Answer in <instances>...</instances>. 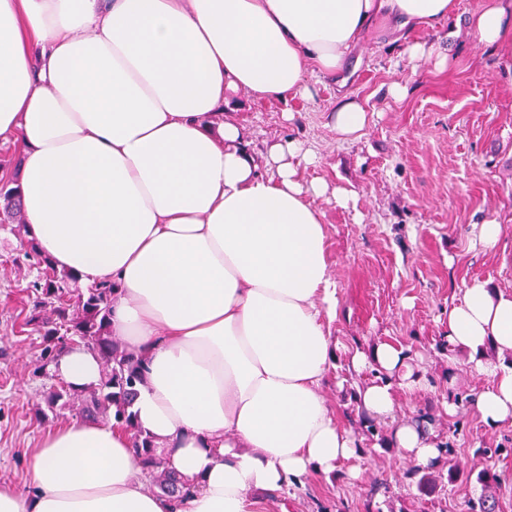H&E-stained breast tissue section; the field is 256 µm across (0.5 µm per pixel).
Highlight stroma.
<instances>
[{
	"instance_id": "35a3bbf8",
	"label": "stroma",
	"mask_w": 512,
	"mask_h": 512,
	"mask_svg": "<svg viewBox=\"0 0 512 512\" xmlns=\"http://www.w3.org/2000/svg\"><path fill=\"white\" fill-rule=\"evenodd\" d=\"M484 0H456L452 17L407 39L368 35L347 63V91L365 106L368 123L359 138L343 141L329 127L338 88L316 84L309 101L287 105L239 96L237 117L256 149L294 138L317 155L304 171L354 196L348 207L317 199L327 214L328 246L339 304L332 325L338 343L323 394L339 423L363 435V417L353 401L349 365L354 350L380 342L409 352L428 378L426 388L403 397L407 414L432 415L461 470L492 464L500 475L498 512H512V422L486 426L470 404L445 413L449 391L484 388L466 353L440 349L448 311L465 285L486 281L512 290V60L480 45L469 18ZM431 45L446 55L447 68L412 58L408 43ZM405 86L393 98V83ZM294 113L285 120L283 109ZM497 220L501 250L485 251L475 227ZM23 237L0 233V486L33 491L32 450L48 431L75 419L71 410L48 408L51 379L34 376L41 352L34 332H20L28 282L15 259ZM501 449L485 461L479 451ZM413 462L399 451L364 445L358 458L332 477L314 476L278 494L272 512H469L482 494L476 481L458 480L431 496L419 495Z\"/></svg>"
}]
</instances>
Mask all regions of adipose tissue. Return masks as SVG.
<instances>
[{"mask_svg": "<svg viewBox=\"0 0 512 512\" xmlns=\"http://www.w3.org/2000/svg\"><path fill=\"white\" fill-rule=\"evenodd\" d=\"M455 5L0 0V145L21 153L27 234L83 284H112V334L142 364L135 422L190 489L179 504L150 493L126 431L72 420L34 448L33 494L0 486V512H263L265 497L357 456L360 438L322 394L338 300L315 203L351 195L303 179L316 156L301 143L256 152L221 112L241 92L311 98L317 75L342 88L338 138L358 137L367 112L344 91L352 49L374 27L430 28ZM470 26L512 57V0H487ZM447 338L488 381L473 411L512 422V291L462 288ZM350 366L372 372L358 401L390 424L393 447L439 465L443 440L402 410L401 395L427 385L402 349H358ZM51 370L79 388L100 378L81 346Z\"/></svg>", "mask_w": 512, "mask_h": 512, "instance_id": "adipose-tissue-1", "label": "adipose tissue"}]
</instances>
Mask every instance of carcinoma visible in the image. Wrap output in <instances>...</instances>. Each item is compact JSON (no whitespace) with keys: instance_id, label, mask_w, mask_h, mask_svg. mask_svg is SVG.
Here are the masks:
<instances>
[{"instance_id":"cac0c4a2","label":"carcinoma","mask_w":512,"mask_h":512,"mask_svg":"<svg viewBox=\"0 0 512 512\" xmlns=\"http://www.w3.org/2000/svg\"><path fill=\"white\" fill-rule=\"evenodd\" d=\"M25 228L18 177L14 173L11 179L0 185V230L19 233ZM23 263L31 276L27 284L29 307L23 325L38 332L42 344L40 365L35 373L49 374L50 366L64 352L67 342L72 340L96 353L101 364L99 383L88 389L78 390L61 379L57 380L49 388L48 407L72 408L85 421H113L133 430V448L143 456L151 488L169 498L186 495L179 475L154 458L148 438L133 429L130 408L137 396L140 362L112 336V285L82 287L78 274L56 268L31 240L23 248ZM412 474L417 477L418 492L429 496L437 488L454 483L460 470L450 468L444 475L415 468ZM468 475L475 476L483 489V495L470 505V512H494L492 489L497 487L500 475L490 466L477 472L471 470Z\"/></svg>"}]
</instances>
